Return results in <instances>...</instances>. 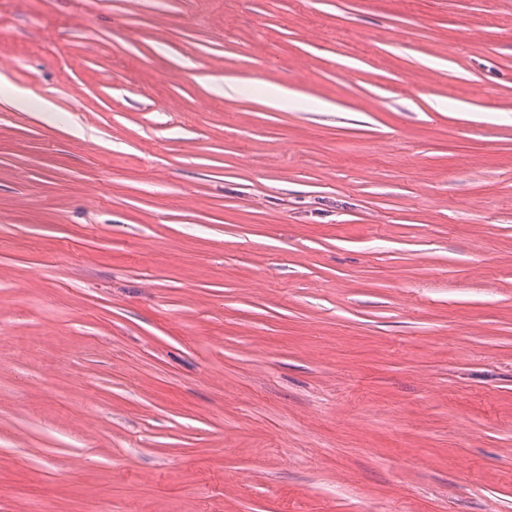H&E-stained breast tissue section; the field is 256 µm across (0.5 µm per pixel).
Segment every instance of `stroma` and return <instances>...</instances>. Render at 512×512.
Returning a JSON list of instances; mask_svg holds the SVG:
<instances>
[{
    "mask_svg": "<svg viewBox=\"0 0 512 512\" xmlns=\"http://www.w3.org/2000/svg\"><path fill=\"white\" fill-rule=\"evenodd\" d=\"M0 17V512H512V0ZM0 97L6 100L15 110L28 112L34 106L32 98L16 89L4 76H0Z\"/></svg>",
    "mask_w": 512,
    "mask_h": 512,
    "instance_id": "obj_1",
    "label": "stroma"
}]
</instances>
